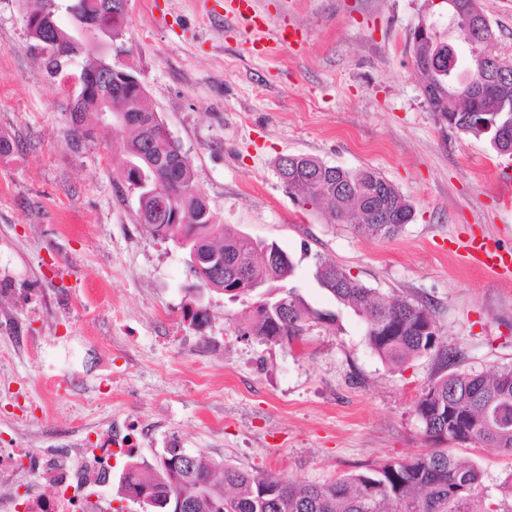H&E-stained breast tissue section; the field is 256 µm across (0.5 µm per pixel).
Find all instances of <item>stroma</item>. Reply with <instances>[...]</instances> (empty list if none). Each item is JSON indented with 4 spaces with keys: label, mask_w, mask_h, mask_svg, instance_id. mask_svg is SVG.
Here are the masks:
<instances>
[{
    "label": "stroma",
    "mask_w": 512,
    "mask_h": 512,
    "mask_svg": "<svg viewBox=\"0 0 512 512\" xmlns=\"http://www.w3.org/2000/svg\"><path fill=\"white\" fill-rule=\"evenodd\" d=\"M425 0H256L263 33L231 0H129L121 58L143 82L151 109L181 145L195 184L219 223L277 243L297 263L295 283L316 309L335 313L302 340L241 337L254 301L205 293L209 317L183 313L193 299L184 252L140 224L138 197L119 173L123 135L87 116L71 121L72 90L86 63L52 76L40 65L25 15L34 0H0V269L53 281L80 320L36 327L52 372L82 365L88 385L112 374V395L90 406L46 392L36 368L14 359L7 375L27 403L44 406L34 439L73 415L142 426L134 458L112 463V496L143 512L119 483L132 461L167 449L285 480L324 483L426 443L414 414L442 374L435 352L392 367L368 346L363 321L314 278L317 257L368 287L430 307L458 371L512 367V275L466 266L451 242L480 237L512 248V159L483 139L448 128L431 112L412 64L411 33ZM300 28L294 52L259 54L281 26ZM310 155L356 172H379L413 205L394 238L357 234L288 192L275 164ZM449 453L478 466L498 512L512 456L473 445Z\"/></svg>",
    "instance_id": "obj_1"
}]
</instances>
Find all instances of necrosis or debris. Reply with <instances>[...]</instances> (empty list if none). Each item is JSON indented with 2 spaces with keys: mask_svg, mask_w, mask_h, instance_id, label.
<instances>
[{
  "mask_svg": "<svg viewBox=\"0 0 512 512\" xmlns=\"http://www.w3.org/2000/svg\"><path fill=\"white\" fill-rule=\"evenodd\" d=\"M136 451L135 431L82 415L47 448H0V512H112L111 460Z\"/></svg>",
  "mask_w": 512,
  "mask_h": 512,
  "instance_id": "necrosis-or-debris-1",
  "label": "necrosis or debris"
}]
</instances>
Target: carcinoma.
<instances>
[{"instance_id":"carcinoma-1","label":"carcinoma","mask_w":512,"mask_h":512,"mask_svg":"<svg viewBox=\"0 0 512 512\" xmlns=\"http://www.w3.org/2000/svg\"><path fill=\"white\" fill-rule=\"evenodd\" d=\"M101 0H71L64 6L72 17H85L98 30L82 42L61 19L57 0H40V7L27 15V31L36 45L51 38L58 54L43 59L45 68L59 74L65 63L87 51L96 39L123 36L125 16L103 11ZM429 82L426 101L456 117L457 131L476 139L492 140L494 131L512 126V70L503 74L491 93L480 102L485 112L482 126L469 121L473 104L463 95L470 75L458 69L444 75L422 73ZM129 67L104 59L85 65L78 77L80 86L72 109V122L84 137L82 118L88 112L112 107L147 113L145 92L133 81ZM129 131L125 142L136 146L140 164L123 156L121 174L127 185H134L133 171L139 168L146 179H154L156 163H169L170 143L157 131L143 137L141 125H123ZM288 189L305 203L324 205L329 217L339 223H352L356 232L368 238L391 239L413 216V205L378 172H350L321 160L298 155L288 161ZM171 207L169 217L154 213L156 196L135 190L139 209L156 214L159 226H151L154 237L172 239L178 244L194 239L196 244L224 254V267L245 268L249 280L277 292L270 300L259 298L240 323L242 336L288 342L303 337L316 322H332L335 315L307 305L293 285L296 263L293 258L276 261L265 244L229 231L217 222L213 212H204L202 195L194 184L189 161L172 168L165 188ZM318 283L338 303L361 317L366 325L369 347L390 366L399 365L420 353L435 350L444 364L458 359V352L440 347V336L428 332L434 325L428 306L399 296H388L350 276L336 262L319 257L315 262ZM287 299L288 319L281 321L275 305ZM414 413L422 426L428 448L402 460H388L361 472L341 475L323 484L284 481L224 466L221 479L216 467L204 454H195L194 471L175 469L182 454L170 448L159 464L146 462L131 467L123 478L131 496L141 493L157 500L170 491L172 499L190 505V512H497L487 501L483 473L475 465L448 453L450 444L480 445L512 454V367L492 372L457 371L430 384L415 403ZM224 487V496L203 493L201 485Z\"/></svg>"}]
</instances>
